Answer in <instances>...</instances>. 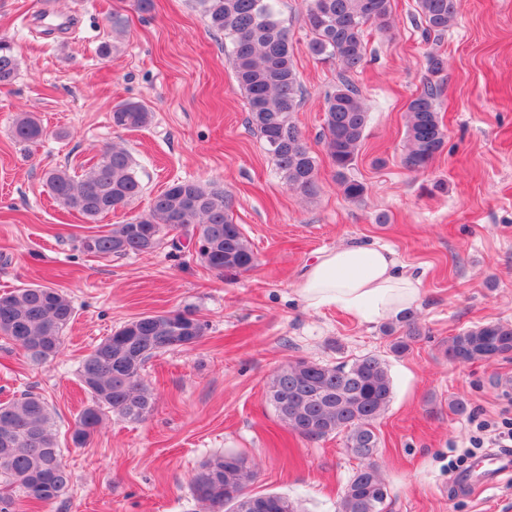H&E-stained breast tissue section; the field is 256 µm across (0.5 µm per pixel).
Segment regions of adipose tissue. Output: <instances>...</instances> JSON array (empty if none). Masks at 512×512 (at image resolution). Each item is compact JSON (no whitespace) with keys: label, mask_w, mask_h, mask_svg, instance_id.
<instances>
[{"label":"adipose tissue","mask_w":512,"mask_h":512,"mask_svg":"<svg viewBox=\"0 0 512 512\" xmlns=\"http://www.w3.org/2000/svg\"><path fill=\"white\" fill-rule=\"evenodd\" d=\"M295 292L309 309H336L372 323L415 306L422 284L393 251L372 243H348L322 251L308 263Z\"/></svg>","instance_id":"obj_1"}]
</instances>
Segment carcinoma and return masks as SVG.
<instances>
[{
    "instance_id": "cac0c4a2",
    "label": "carcinoma",
    "mask_w": 512,
    "mask_h": 512,
    "mask_svg": "<svg viewBox=\"0 0 512 512\" xmlns=\"http://www.w3.org/2000/svg\"><path fill=\"white\" fill-rule=\"evenodd\" d=\"M208 26L230 41L236 80L248 105L247 123L263 140L289 189L310 197L316 193L319 164L292 113L303 99V86L293 63L288 28L277 9L279 0H196ZM308 50L322 63L339 64L338 82L325 94L324 142L334 176L344 196L358 202L366 187L349 176L370 119L367 105L350 74L365 61V27L381 32L392 27V0H305ZM425 36L448 31L456 18V0H416ZM448 66L440 53L426 57L427 72L436 77ZM19 63L11 41L0 39V84L16 80ZM438 85L428 81L405 105L406 144L402 162L414 172L428 169L445 148L447 132L439 116ZM152 114L144 104L126 101L112 110V123L135 130ZM12 136L35 144L46 135L40 121L24 113L13 122ZM49 193L65 208L95 221L125 208L143 191L131 154L117 144L105 146L99 158L76 180L68 168L45 173ZM224 189L193 181H174L157 194L148 212L108 230L85 235L82 251L101 257L155 251L164 238L178 232L197 240V256L217 274L248 271L256 255L240 225L230 215ZM74 316L68 296L57 288L24 285L0 295V335L7 337L33 363L53 358ZM182 312L140 316L99 343L80 363L79 380L90 397L72 429L74 445L83 446L102 424L104 412L132 421L152 410L153 396L142 378L145 365L179 346ZM403 334L392 350L405 353L419 338L408 315ZM448 360L467 365L512 355V323L486 322L448 337ZM270 404L284 427L307 440L344 434L345 452L359 461L336 512H383L388 493L377 457L379 438L373 423L388 408L393 384L384 360L366 356L337 366L305 359L277 370L267 385ZM258 471L245 458L226 453L203 464L191 482L194 496L208 512H252L247 489ZM72 475L62 461L54 414L43 396L26 389L0 403V512H13L14 494L33 504L49 505L66 495ZM262 512H298L280 494L262 495Z\"/></svg>"
}]
</instances>
